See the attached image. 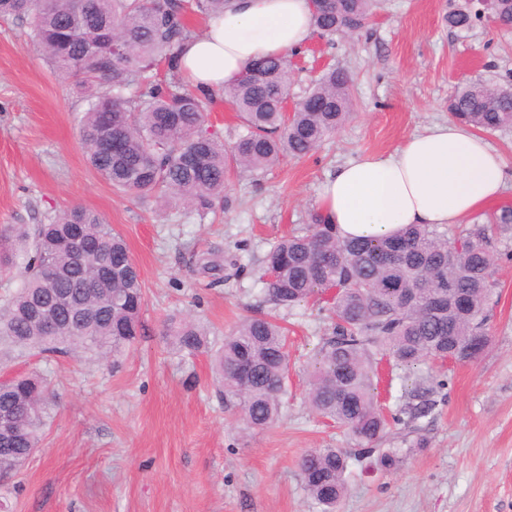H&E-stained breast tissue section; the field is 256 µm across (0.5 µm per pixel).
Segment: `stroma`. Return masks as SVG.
Here are the masks:
<instances>
[{
	"mask_svg": "<svg viewBox=\"0 0 512 512\" xmlns=\"http://www.w3.org/2000/svg\"><path fill=\"white\" fill-rule=\"evenodd\" d=\"M463 2L377 0L358 34L313 35L292 58L288 98L298 102L343 67L354 79L352 116L310 156L239 175L228 207L203 218L113 190L80 142L86 99L50 74L25 20H0V227L91 209L124 236L145 298L141 335L117 360L19 356L0 370L5 378L41 371L54 389L43 440L14 488L0 492V512H322L298 461L310 448H354L306 401V367L331 326L327 313L309 305L285 313L288 392L279 421L264 429L225 412L209 352L182 355L165 323L198 320L219 348L244 319L268 311L261 260L309 223L338 165L450 120L457 86L512 84V30L449 28V11ZM217 254L237 267L203 271ZM495 281L489 349L467 364L416 369L444 384L412 433L425 447L391 470L350 461L336 512H512V259H499Z\"/></svg>",
	"mask_w": 512,
	"mask_h": 512,
	"instance_id": "stroma-1",
	"label": "stroma"
}]
</instances>
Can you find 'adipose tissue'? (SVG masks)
I'll list each match as a JSON object with an SVG mask.
<instances>
[{"mask_svg": "<svg viewBox=\"0 0 512 512\" xmlns=\"http://www.w3.org/2000/svg\"><path fill=\"white\" fill-rule=\"evenodd\" d=\"M313 32L309 0H232L184 44L180 66L195 85L219 89L256 59L299 51ZM511 180L512 170L481 135L448 121L391 152L339 165L319 205L342 236H379L409 224L462 223Z\"/></svg>", "mask_w": 512, "mask_h": 512, "instance_id": "ef3b65f1", "label": "adipose tissue"}]
</instances>
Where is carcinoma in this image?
<instances>
[{
	"label": "carcinoma",
	"instance_id": "1",
	"mask_svg": "<svg viewBox=\"0 0 512 512\" xmlns=\"http://www.w3.org/2000/svg\"><path fill=\"white\" fill-rule=\"evenodd\" d=\"M230 0H0V18H30L32 40L61 79H73L89 104L80 133L90 166L114 189L163 209L176 203L204 217L237 174L265 175L286 158H304L352 115L348 71L331 68L290 112L283 106L293 81L286 57L265 59L255 78L222 89L221 101L239 121L232 146L209 123L216 93L183 80L178 55L194 36L193 16L224 14ZM374 0L313 4L322 37L360 31ZM483 17L468 9L448 23L468 31ZM454 117L478 130L512 123V87L469 84L448 101ZM497 228L512 229V210L467 227L411 224L373 239L342 238L321 215L273 242L259 282L265 301L292 310L328 305L331 333L320 338L311 363L307 402L358 446L394 467L399 451L375 447L390 423L427 417L440 382H416L414 402L388 419L374 394L377 357L411 371L428 359L478 358L490 345L487 308L494 295ZM79 235L90 252L77 262L64 246ZM19 266L24 278L0 306V362L16 352L98 358L130 349L140 331V273L123 237L95 211L72 207L46 224L0 228V267ZM56 317L45 331L39 310ZM166 335L180 351L206 352L199 323L170 321ZM225 410L250 428L274 424L288 373L287 328L276 317L242 321L214 355ZM49 388L39 375L11 378L0 387V416H13L14 447L0 452V474L16 476L39 448L47 424ZM348 455L314 448L300 460L309 497L334 512L347 490Z\"/></svg>",
	"mask_w": 512,
	"mask_h": 512
}]
</instances>
